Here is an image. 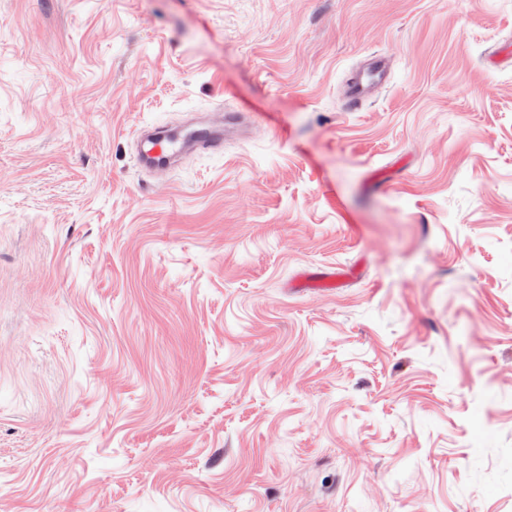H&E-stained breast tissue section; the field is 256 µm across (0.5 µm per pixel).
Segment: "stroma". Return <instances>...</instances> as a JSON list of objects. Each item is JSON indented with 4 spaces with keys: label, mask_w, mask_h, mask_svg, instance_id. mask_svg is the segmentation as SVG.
<instances>
[{
    "label": "stroma",
    "mask_w": 512,
    "mask_h": 512,
    "mask_svg": "<svg viewBox=\"0 0 512 512\" xmlns=\"http://www.w3.org/2000/svg\"><path fill=\"white\" fill-rule=\"evenodd\" d=\"M506 43L512 0H0V512H512ZM391 63L383 55L375 54L364 58L357 67L347 88L349 105L358 109L375 93V89L383 86L390 78ZM242 114L235 112L221 125L201 130L174 133L162 125L142 127L137 135L136 153L140 165L149 172L171 169L181 159L192 155H216L224 152V135L241 123Z\"/></svg>",
    "instance_id": "1"
}]
</instances>
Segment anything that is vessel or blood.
Wrapping results in <instances>:
<instances>
[{
	"mask_svg": "<svg viewBox=\"0 0 512 512\" xmlns=\"http://www.w3.org/2000/svg\"><path fill=\"white\" fill-rule=\"evenodd\" d=\"M390 74L391 63L387 57L375 54L364 58L348 84L349 105L355 109L362 107L376 88L389 80ZM241 119V113L236 112L224 124L179 133L162 125L143 127L136 140L138 161L145 170L161 173L187 156L223 153L225 135L237 129Z\"/></svg>",
	"mask_w": 512,
	"mask_h": 512,
	"instance_id": "b4317fda",
	"label": "vessel or blood"
}]
</instances>
